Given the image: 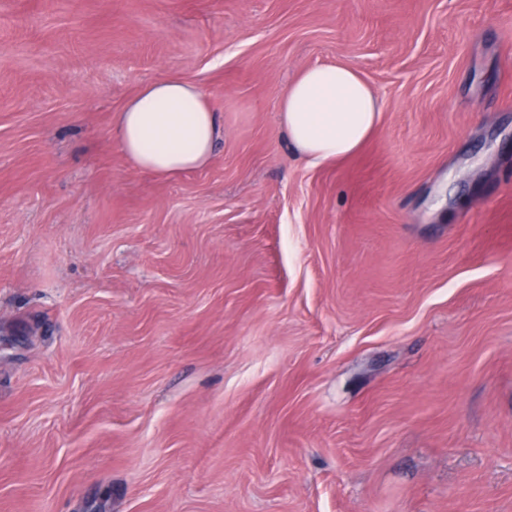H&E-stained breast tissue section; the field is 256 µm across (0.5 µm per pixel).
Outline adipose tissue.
I'll return each mask as SVG.
<instances>
[{
  "label": "adipose tissue",
  "instance_id": "adipose-tissue-1",
  "mask_svg": "<svg viewBox=\"0 0 512 512\" xmlns=\"http://www.w3.org/2000/svg\"><path fill=\"white\" fill-rule=\"evenodd\" d=\"M381 118L379 101L362 76L340 63L303 70L288 86L279 119L290 146L318 165L354 154ZM220 134L216 112L191 82L162 79L130 98L113 135L141 172L165 175L205 167Z\"/></svg>",
  "mask_w": 512,
  "mask_h": 512
}]
</instances>
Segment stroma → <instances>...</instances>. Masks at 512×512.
<instances>
[{"label":"stroma","mask_w":512,"mask_h":512,"mask_svg":"<svg viewBox=\"0 0 512 512\" xmlns=\"http://www.w3.org/2000/svg\"><path fill=\"white\" fill-rule=\"evenodd\" d=\"M167 78L222 135L146 174ZM0 512H512V0H0ZM380 118L371 87L357 71L337 62L303 70L279 105L290 146L314 165L354 154ZM220 134L217 112L191 82L162 79L130 98L113 135L123 155L141 172L165 175L205 167Z\"/></svg>","instance_id":"1"}]
</instances>
